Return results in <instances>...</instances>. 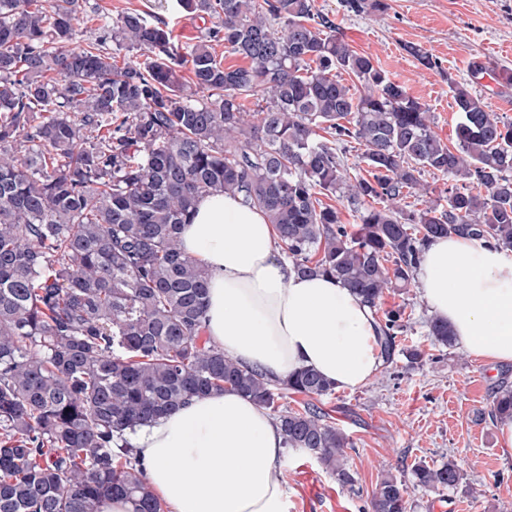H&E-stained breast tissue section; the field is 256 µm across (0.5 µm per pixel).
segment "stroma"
<instances>
[{"label":"stroma","mask_w":512,"mask_h":512,"mask_svg":"<svg viewBox=\"0 0 512 512\" xmlns=\"http://www.w3.org/2000/svg\"><path fill=\"white\" fill-rule=\"evenodd\" d=\"M89 17L88 36L103 21L133 11L164 20L176 41L194 43L213 24L209 16H187L175 0H82ZM384 11L346 12L339 0H314L356 52L369 56L389 77L425 103L433 130L454 143L458 114L449 79L467 83L490 111L512 121V86L495 76L471 77L469 64L480 60L512 70V0H386ZM414 44L436 60L420 65L404 49ZM381 310H402L408 328L397 338L393 362L383 364L365 386L338 390L318 405L328 422L343 430L352 447L347 463L354 488L343 487L307 453L287 450L282 479L289 512H364L380 480L409 477L413 464H457L461 480L452 490H409L407 512H454L465 502L471 512H512V455L499 444L498 424L488 413L497 389L512 388V363L469 355L459 345L431 341L425 321L431 312L416 287L388 291ZM419 360H410L411 350Z\"/></svg>","instance_id":"35a3bbf8"}]
</instances>
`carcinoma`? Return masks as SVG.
<instances>
[{"label":"carcinoma","instance_id":"1","mask_svg":"<svg viewBox=\"0 0 512 512\" xmlns=\"http://www.w3.org/2000/svg\"><path fill=\"white\" fill-rule=\"evenodd\" d=\"M177 5L215 19L183 53L140 12L90 38L80 0H0V512H98L105 497L162 512L124 432L229 387L274 413L285 447L355 485L342 462L349 437L314 404L333 383L309 368L273 379L205 337L209 271L179 242L199 198L239 195L275 226L295 273L333 276L373 308L410 284L434 236L512 251V121L468 84L448 79L459 114L450 147L429 108L313 0ZM219 43L246 64L224 66ZM122 50L144 60L120 62ZM352 143L361 173L344 161ZM426 171L461 185L418 209L405 199ZM321 195L347 198L358 228ZM401 320L377 319L388 361ZM427 326L452 343L442 320ZM290 393L308 397L302 409H279ZM490 414L512 419L511 388ZM459 480L452 462L419 463L409 483L383 477L370 512H407L409 485Z\"/></svg>","mask_w":512,"mask_h":512}]
</instances>
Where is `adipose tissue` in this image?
Segmentation results:
<instances>
[{"label": "adipose tissue", "instance_id": "obj_1", "mask_svg": "<svg viewBox=\"0 0 512 512\" xmlns=\"http://www.w3.org/2000/svg\"><path fill=\"white\" fill-rule=\"evenodd\" d=\"M180 238L210 272L205 333L239 362L273 378L312 368L345 390L382 367L372 308L332 277L292 272L260 210L230 194L203 196ZM415 283L466 352L512 362V252L467 236L435 237ZM132 442L169 512H288L282 434L239 392L190 398L138 428Z\"/></svg>", "mask_w": 512, "mask_h": 512}]
</instances>
